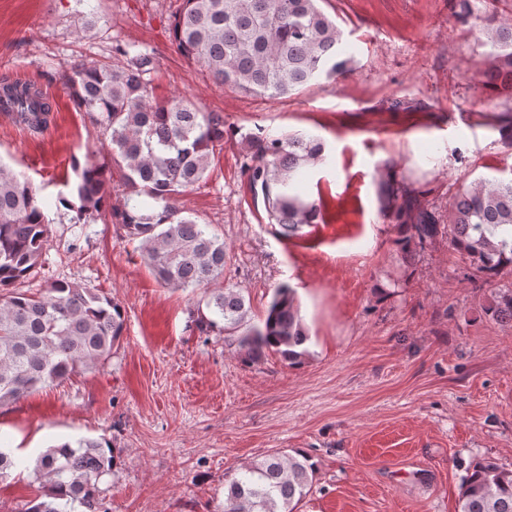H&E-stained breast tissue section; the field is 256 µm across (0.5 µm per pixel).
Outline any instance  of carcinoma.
Instances as JSON below:
<instances>
[{"label":"carcinoma","mask_w":512,"mask_h":512,"mask_svg":"<svg viewBox=\"0 0 512 512\" xmlns=\"http://www.w3.org/2000/svg\"><path fill=\"white\" fill-rule=\"evenodd\" d=\"M320 0H183L171 27L177 50L200 62L219 83L243 93L280 98L318 79L352 72L336 19ZM480 27L490 47L481 83L512 99V19L489 13ZM130 66L77 64L66 89L76 106L110 139V160L76 168L79 205L61 197L75 212L73 224H118L138 242L141 258L169 288H198L224 275L229 253L224 240L174 204L186 189L201 183L211 155L224 149V116L202 112L188 98L152 100L145 75L152 58L127 48ZM33 132L50 121L52 103L34 85L20 80L0 84V108ZM253 150L246 165L250 188L261 189L271 223L286 237L315 224L321 206L295 191L302 171L324 159L315 136H248ZM121 190L112 193V168ZM383 216L400 230L397 240L406 258L439 237L480 276L493 282L512 272V238L493 240L512 228V178H481L455 196L448 223L406 195L399 183L379 184ZM49 224L35 192L22 174L0 163V406L61 383L79 371L105 365L125 330L122 306L103 291L52 279L37 295L3 293L42 265ZM200 334L222 336L246 362L275 353L301 363L308 331L294 289H275L259 322L236 288L210 290L194 309ZM498 323H512V286L485 308ZM117 470L109 440L83 438L45 449L33 467L46 493L28 502L25 512H65L78 502L100 512L101 483ZM314 464L300 451L268 454L224 483V512H298L310 490ZM457 512H512V471L491 458L475 462L463 478Z\"/></svg>","instance_id":"obj_1"}]
</instances>
